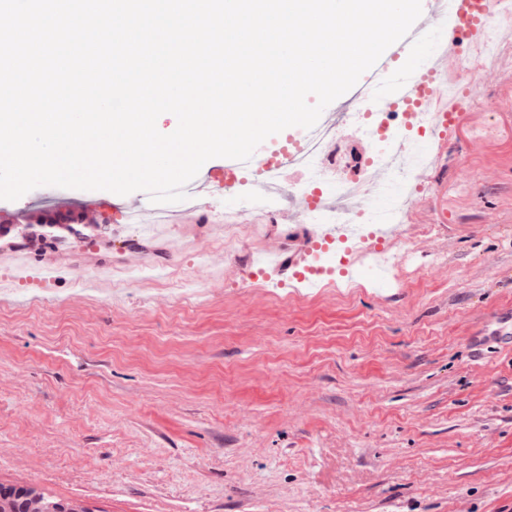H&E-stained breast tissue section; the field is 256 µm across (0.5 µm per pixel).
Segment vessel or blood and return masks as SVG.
<instances>
[{"label": "vessel or blood", "mask_w": 512, "mask_h": 512, "mask_svg": "<svg viewBox=\"0 0 512 512\" xmlns=\"http://www.w3.org/2000/svg\"><path fill=\"white\" fill-rule=\"evenodd\" d=\"M498 0H424L420 19L409 34L391 45L376 65L365 72L360 85L368 87L366 112L378 119L403 111L405 105L426 100L437 111L436 132L446 135L458 118V100L439 94L448 83V62L466 45L483 39L497 14ZM308 132L290 128L286 140L266 139L245 162L222 159L217 168L200 173L196 180L198 196L209 193L216 177H223L224 189L237 192L247 188L251 196H263L269 189L266 176L270 172L285 175L302 156ZM428 150L410 136L396 139L386 163L371 173L351 178L341 193L311 195L310 212L331 210L338 213L340 224H314L303 239L301 249L294 252H266L256 257L259 265H271L280 271L298 272L307 257L321 250L325 241L335 239L341 223L351 222L368 204H385L387 211L406 209L411 202L394 178V171L426 166ZM122 211L128 223L152 225L177 224L189 219L191 208L173 204L129 203ZM482 335L471 337L473 346L492 339L512 347V305L497 308Z\"/></svg>", "instance_id": "obj_1"}]
</instances>
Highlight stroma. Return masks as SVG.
<instances>
[{
    "mask_svg": "<svg viewBox=\"0 0 512 512\" xmlns=\"http://www.w3.org/2000/svg\"><path fill=\"white\" fill-rule=\"evenodd\" d=\"M375 150L344 126L323 164L336 181ZM432 151L381 286L256 273L298 247L301 190L232 251L221 189L157 233L109 191L0 200V248L58 269L43 288L0 270V483L92 512H512V352L467 354L512 303V41Z\"/></svg>",
    "mask_w": 512,
    "mask_h": 512,
    "instance_id": "35a3bbf8",
    "label": "stroma"
}]
</instances>
